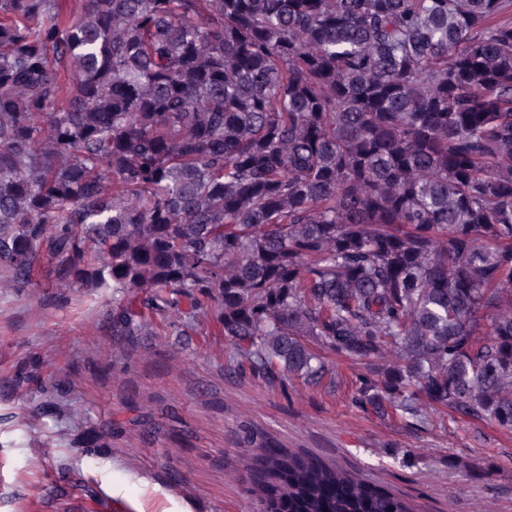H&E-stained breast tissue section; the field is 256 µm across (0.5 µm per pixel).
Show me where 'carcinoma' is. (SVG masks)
Masks as SVG:
<instances>
[{
    "label": "carcinoma",
    "instance_id": "1",
    "mask_svg": "<svg viewBox=\"0 0 512 512\" xmlns=\"http://www.w3.org/2000/svg\"><path fill=\"white\" fill-rule=\"evenodd\" d=\"M0 0V279L512 432V0ZM262 512H413L257 448Z\"/></svg>",
    "mask_w": 512,
    "mask_h": 512
}]
</instances>
